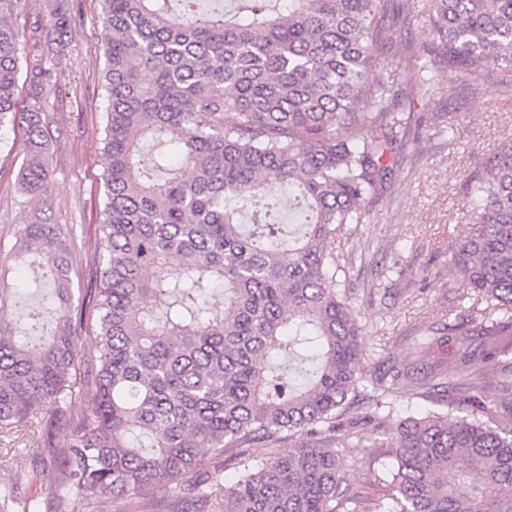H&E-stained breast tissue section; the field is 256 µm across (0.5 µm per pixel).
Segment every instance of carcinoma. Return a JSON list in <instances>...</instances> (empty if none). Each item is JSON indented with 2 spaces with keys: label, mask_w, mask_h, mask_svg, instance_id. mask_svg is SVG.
I'll list each match as a JSON object with an SVG mask.
<instances>
[{
  "label": "carcinoma",
  "mask_w": 512,
  "mask_h": 512,
  "mask_svg": "<svg viewBox=\"0 0 512 512\" xmlns=\"http://www.w3.org/2000/svg\"><path fill=\"white\" fill-rule=\"evenodd\" d=\"M14 2L0 0V130L15 124L20 79L36 96L45 77L19 56ZM230 3L100 0L108 165L97 288L74 301L71 225L36 215L0 236V310L15 265H37L54 286L27 326L0 324V431L56 405L37 442L63 490L46 512H79L91 495L158 512L182 492L195 512H512V404L487 407L476 369L448 394L453 420L392 419L386 379L434 395L412 366L365 370L336 253L344 225L365 223L391 166L439 119L412 109L436 72L468 82L505 70L512 89V0ZM400 11L429 37L411 64L375 76ZM50 13L48 51L61 55L70 5L52 0ZM22 122L19 185L44 204L50 137L39 110ZM464 185L473 228L451 256L480 326L436 341L454 339L466 363L469 337L495 346L512 333V137L464 171ZM215 287L219 311L206 303ZM488 308L501 318L485 325ZM368 381V426H344ZM78 400L91 409L74 417ZM341 432L389 450L381 496L346 483ZM286 435L297 445L281 455ZM257 444L266 457L250 456ZM230 452L238 479L221 503L213 489Z\"/></svg>",
  "instance_id": "obj_1"
}]
</instances>
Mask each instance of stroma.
I'll list each match as a JSON object with an SVG mask.
<instances>
[{
  "label": "stroma",
  "instance_id": "1",
  "mask_svg": "<svg viewBox=\"0 0 512 512\" xmlns=\"http://www.w3.org/2000/svg\"><path fill=\"white\" fill-rule=\"evenodd\" d=\"M98 0H74L65 55L48 52L55 36L46 0H18L11 21L20 32V54L41 59L51 78L33 97L20 83L18 107L39 106L50 136L48 170L52 183L49 216L75 228L72 245L74 294L88 296L96 286L98 205L105 159L100 151L107 101L102 88L105 57ZM449 76H434L432 95L416 97L418 112L444 111L445 129H433L421 143L416 162L394 165L387 191L373 206L371 221L350 224L342 240L353 260L339 274L361 326L368 367L381 366L386 353L402 364L422 367L449 360L448 381L463 382L469 367L455 359V346L434 345L438 329L467 324L470 301L448 244L468 230L463 173L489 156L512 134V96L489 79L448 88ZM25 162L20 135L0 136V229L29 223L37 203L22 194L17 178ZM487 347L475 344L473 364L483 367V398L489 405L512 401V372L486 361ZM472 364V365H473ZM36 424L0 437V493H9L7 512H33L34 490L25 471L51 472V461L32 453Z\"/></svg>",
  "mask_w": 512,
  "mask_h": 512
}]
</instances>
